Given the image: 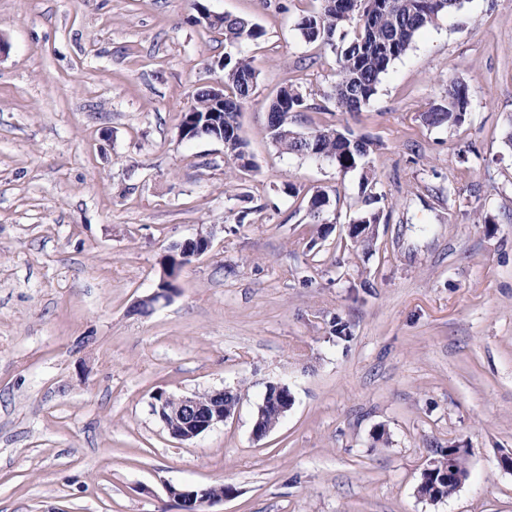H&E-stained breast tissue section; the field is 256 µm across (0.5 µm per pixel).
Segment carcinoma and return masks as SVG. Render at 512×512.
Returning a JSON list of instances; mask_svg holds the SVG:
<instances>
[{
    "instance_id": "1",
    "label": "carcinoma",
    "mask_w": 512,
    "mask_h": 512,
    "mask_svg": "<svg viewBox=\"0 0 512 512\" xmlns=\"http://www.w3.org/2000/svg\"><path fill=\"white\" fill-rule=\"evenodd\" d=\"M356 4V9L349 7ZM461 7V0H322L321 9L304 16L298 29L309 41H322L336 51L337 79L328 98L339 112L357 113L377 93L382 77L392 63L405 55L422 29L432 26L445 15ZM355 26L354 36L346 40V28ZM224 35V43L236 47L244 41H258L265 31L258 24L230 14L207 25ZM224 152L237 160L246 157V142L239 135V114L253 94L259 78L254 59L228 53L224 55ZM469 107L467 86L451 81L444 99L428 109L429 125L459 126ZM312 108L304 95L295 94V87L279 90L268 106L267 131L272 143L299 156L310 155L307 143L285 140L280 131L292 129L298 113ZM214 110L208 88L196 91L193 103L183 115H205ZM319 134L315 155L336 162L341 172L364 168L377 143L343 129L321 126L311 129ZM329 205V194L318 190L308 200V216L312 223L322 224Z\"/></svg>"
}]
</instances>
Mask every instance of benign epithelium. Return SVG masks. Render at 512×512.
Returning <instances> with one entry per match:
<instances>
[{
  "label": "benign epithelium",
  "mask_w": 512,
  "mask_h": 512,
  "mask_svg": "<svg viewBox=\"0 0 512 512\" xmlns=\"http://www.w3.org/2000/svg\"><path fill=\"white\" fill-rule=\"evenodd\" d=\"M215 236L214 227L200 229L196 236L182 242V248L187 251V259L194 261L207 254ZM179 271H170L162 268L159 282L154 291L143 298V302L149 304V311H154L160 302H168L175 292L173 288L165 287L167 282H175ZM226 389L212 390L206 399H201L197 394L181 395L174 397L167 395V399L161 404H152V411L156 412L170 437L184 443L197 439L203 433L211 430L218 424L230 418L236 407L224 403ZM273 397L278 400L280 416L284 417L293 405V396L288 387L280 383H271L266 386L264 398ZM467 452L465 448H457L448 453L444 460L443 474L446 480L452 483H463V478L457 473L454 466V457ZM167 493L178 505L180 512H201L207 505L224 500L225 494L216 492L208 487L195 488L186 485H170Z\"/></svg>",
  "instance_id": "benign-epithelium-1"
}]
</instances>
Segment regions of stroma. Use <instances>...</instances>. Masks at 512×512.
<instances>
[{
    "label": "stroma",
    "mask_w": 512,
    "mask_h": 512,
    "mask_svg": "<svg viewBox=\"0 0 512 512\" xmlns=\"http://www.w3.org/2000/svg\"><path fill=\"white\" fill-rule=\"evenodd\" d=\"M205 3L265 31L240 47L260 71L246 169L178 133L226 52L193 0H0V512H179L171 484L225 485L206 512H512V0L422 30L354 115L327 98L332 48L298 29L321 0ZM452 78L465 122L424 125ZM288 85L315 105L297 131L377 142L372 251L347 245L360 171L269 139ZM204 224L211 252L132 313ZM270 383L294 403L258 439ZM222 388L234 416L190 443L151 410L160 390ZM440 448L467 449L469 476L430 501ZM179 273H180V271L175 270L174 273L172 275H170V269L168 267H164L162 265V272H161L159 282H158L156 288L150 295L137 301L136 309H138V306L142 302H145L150 305L149 312H152L155 310V308L161 301H163L165 303L168 302L170 300L172 294L177 289L175 286V281H176ZM167 282H172V284L174 285V288H165L164 285Z\"/></svg>",
    "instance_id": "35a3bbf8"
}]
</instances>
